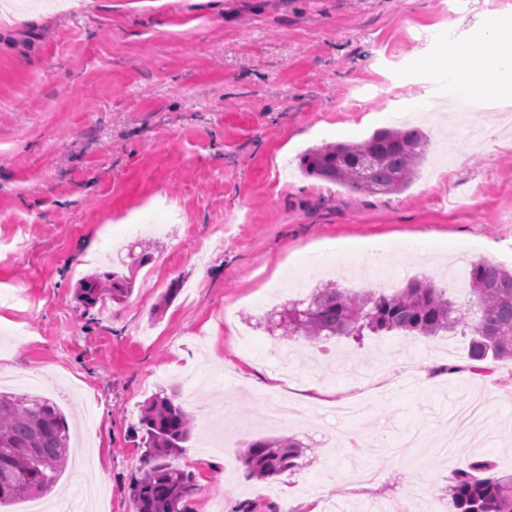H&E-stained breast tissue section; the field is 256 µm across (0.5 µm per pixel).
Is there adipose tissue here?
Segmentation results:
<instances>
[{
  "label": "adipose tissue",
  "mask_w": 512,
  "mask_h": 512,
  "mask_svg": "<svg viewBox=\"0 0 512 512\" xmlns=\"http://www.w3.org/2000/svg\"><path fill=\"white\" fill-rule=\"evenodd\" d=\"M512 37V27L490 19L466 43L448 45V61L455 75L456 91L467 103L477 106L491 98L511 99L512 81L504 74L512 70V57L499 55L494 45Z\"/></svg>",
  "instance_id": "adipose-tissue-1"
}]
</instances>
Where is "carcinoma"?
I'll list each match as a JSON object with an SVG mask.
<instances>
[{
    "label": "carcinoma",
    "mask_w": 512,
    "mask_h": 512,
    "mask_svg": "<svg viewBox=\"0 0 512 512\" xmlns=\"http://www.w3.org/2000/svg\"><path fill=\"white\" fill-rule=\"evenodd\" d=\"M427 138L415 127L386 128L360 143L311 147L300 167L311 177L367 193L408 188L419 174ZM131 279L117 272L88 277L77 298L86 309L120 303ZM286 336L312 344L323 336L359 341L365 333L400 331L434 337H469L466 368L489 372L487 361L512 360V271L488 262L470 265L465 303L426 279L412 278L392 294L351 295L329 284L306 304L282 312ZM143 467L131 477L132 512H187L195 474L173 466L192 433V418L177 395L161 389L139 418ZM66 417L48 399L0 392V509L51 492L69 461ZM302 446L290 439L259 438L241 455L250 476L268 479L298 466ZM449 512H512V474L499 475L488 460L462 458L448 476Z\"/></svg>",
    "instance_id": "carcinoma-1"
}]
</instances>
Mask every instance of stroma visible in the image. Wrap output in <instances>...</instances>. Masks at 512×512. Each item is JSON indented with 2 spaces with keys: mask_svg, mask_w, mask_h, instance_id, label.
Returning <instances> with one entry per match:
<instances>
[{
  "mask_svg": "<svg viewBox=\"0 0 512 512\" xmlns=\"http://www.w3.org/2000/svg\"><path fill=\"white\" fill-rule=\"evenodd\" d=\"M0 23V370L39 386L93 444L57 487L90 482L98 512H131L142 466L139 407L178 392L194 417L179 466L196 475L191 512H320L321 496L361 505L405 501L424 486L448 500L450 462L405 436L446 427L460 398L484 394L482 425L452 460L478 457L512 473V360L489 374L443 370L447 337L384 333L331 339L308 369L279 366L297 341L271 317L326 281L351 293L402 266L433 282L475 255L512 268V120L458 104L447 44L491 18L512 23V0H19ZM428 138L417 179L368 195L308 177L307 148L360 142L394 114ZM24 237L23 251L13 249ZM425 237L412 259L378 242ZM127 252L132 294L110 312L84 311L80 281ZM306 252L316 269L296 259ZM181 290L158 302L172 282ZM20 288L26 303L2 293ZM368 405L345 423L306 401L309 378ZM300 410L263 420V394ZM348 434L335 455L331 430ZM292 437L299 469L248 476L245 442ZM380 475L342 481L351 466Z\"/></svg>",
  "mask_w": 512,
  "mask_h": 512,
  "instance_id": "1",
  "label": "stroma"
}]
</instances>
